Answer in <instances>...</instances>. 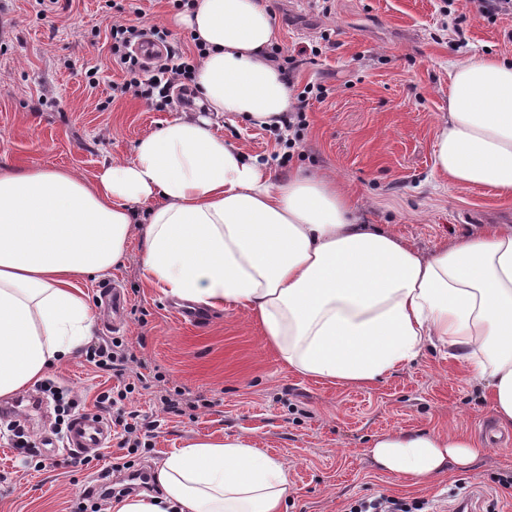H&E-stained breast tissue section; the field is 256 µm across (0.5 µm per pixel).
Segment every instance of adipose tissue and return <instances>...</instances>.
Here are the masks:
<instances>
[{"mask_svg":"<svg viewBox=\"0 0 512 512\" xmlns=\"http://www.w3.org/2000/svg\"><path fill=\"white\" fill-rule=\"evenodd\" d=\"M179 22L206 48L193 81L202 113L167 121L90 182L59 168L0 171V398L80 349L94 312L75 277L112 270L136 238L153 287L254 313L298 373L368 385L439 343L512 428V225L422 254L362 223L335 176L278 175L210 121L277 127L292 105L268 59L280 30L267 0H192ZM449 77L437 170L450 187L512 197V59H460ZM367 453L418 484L471 465L481 448L395 430ZM154 481L111 512H285L293 495L286 462L244 434L187 441L156 464Z\"/></svg>","mask_w":512,"mask_h":512,"instance_id":"adipose-tissue-1","label":"adipose tissue"}]
</instances>
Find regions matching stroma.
Masks as SVG:
<instances>
[{
	"label": "stroma",
	"instance_id": "stroma-1",
	"mask_svg": "<svg viewBox=\"0 0 512 512\" xmlns=\"http://www.w3.org/2000/svg\"><path fill=\"white\" fill-rule=\"evenodd\" d=\"M157 28L155 43L191 47L175 26L176 0H123ZM278 45L294 59L292 93L323 86L310 99L293 158L295 171L336 176L363 223L399 236L423 253L450 246L485 224L512 223V197L487 187L456 190L435 167L437 122L448 109L449 63L464 55L512 58V16L474 17L468 0H271ZM107 0H55L37 16L32 0H0V169L54 167L93 180L98 169L126 161L135 143L170 120L144 101L112 98L124 74L113 61L103 24ZM320 55H312V46ZM244 153L273 157L283 147L272 132L239 122L215 125ZM118 279L127 306L118 333L134 360L130 396L147 428L140 448L111 442L85 466H49L42 445L59 410L44 398L27 424L29 448L0 436V512H78L102 473L153 471L186 441L246 434L261 451L287 462L294 488L288 512H349L352 502L380 494L423 498L456 512L454 495L469 490L481 506L512 512V449L487 444L493 424L465 360L447 348H424L413 362L370 386H349L299 374L264 341L254 317L233 305L211 311L198 326L180 321L169 298L143 276L131 241ZM83 409L116 387L77 352L45 372ZM144 385H136L137 376ZM184 391L194 408L163 411L162 395ZM470 437L485 450L472 468H449L425 485L380 471L369 443L395 430Z\"/></svg>",
	"mask_w": 512,
	"mask_h": 512
}]
</instances>
